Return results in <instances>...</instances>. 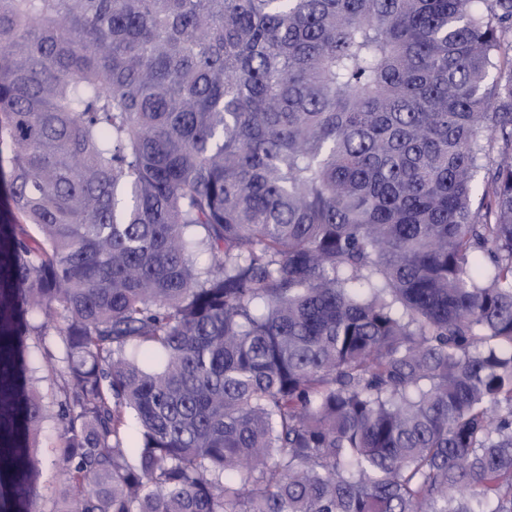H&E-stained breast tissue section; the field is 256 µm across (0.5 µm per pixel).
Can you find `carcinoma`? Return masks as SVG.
Instances as JSON below:
<instances>
[{
    "instance_id": "1",
    "label": "carcinoma",
    "mask_w": 512,
    "mask_h": 512,
    "mask_svg": "<svg viewBox=\"0 0 512 512\" xmlns=\"http://www.w3.org/2000/svg\"><path fill=\"white\" fill-rule=\"evenodd\" d=\"M0 201V512H512V0H0ZM29 346L27 350V362L34 374L39 378V388L44 396H49L55 389L56 370L45 358L41 349L33 348L32 340H27ZM59 425L48 418L40 436V474L37 481L36 509L38 512H54L59 505L65 486L53 464L55 452L62 445Z\"/></svg>"
}]
</instances>
